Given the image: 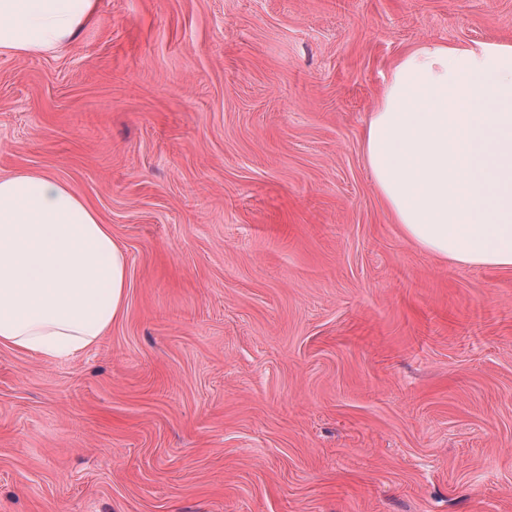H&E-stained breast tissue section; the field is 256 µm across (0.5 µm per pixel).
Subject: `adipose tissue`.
I'll return each instance as SVG.
<instances>
[{"mask_svg":"<svg viewBox=\"0 0 512 512\" xmlns=\"http://www.w3.org/2000/svg\"><path fill=\"white\" fill-rule=\"evenodd\" d=\"M97 0H0V52L71 41ZM377 191L415 246L512 269V44H418L391 66L364 134ZM127 258L47 173L0 177V346L47 359L96 344L125 307Z\"/></svg>","mask_w":512,"mask_h":512,"instance_id":"ef3b65f1","label":"adipose tissue"}]
</instances>
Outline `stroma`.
Here are the masks:
<instances>
[{"mask_svg":"<svg viewBox=\"0 0 512 512\" xmlns=\"http://www.w3.org/2000/svg\"><path fill=\"white\" fill-rule=\"evenodd\" d=\"M512 0H97L0 53V176L127 257L64 360L0 346V512H512V270L408 242L363 131L421 42Z\"/></svg>","mask_w":512,"mask_h":512,"instance_id":"35a3bbf8","label":"stroma"}]
</instances>
